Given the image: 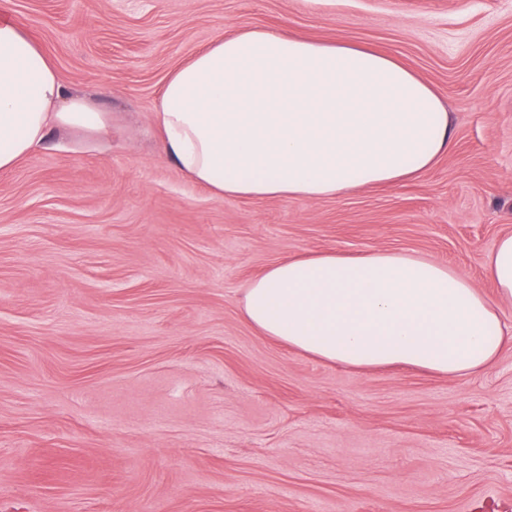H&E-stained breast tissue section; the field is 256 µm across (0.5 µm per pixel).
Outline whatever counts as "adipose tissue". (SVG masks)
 I'll return each mask as SVG.
<instances>
[{
  "mask_svg": "<svg viewBox=\"0 0 512 512\" xmlns=\"http://www.w3.org/2000/svg\"><path fill=\"white\" fill-rule=\"evenodd\" d=\"M156 119L166 153L214 196L348 195L429 170L453 130L435 89L396 58L263 29L222 36L165 83ZM105 136L108 118L71 94L19 24L0 21V170L52 129ZM487 297L452 267L391 249L281 260L245 291V320L317 359L409 365L460 377L512 348V234L486 260Z\"/></svg>",
  "mask_w": 512,
  "mask_h": 512,
  "instance_id": "ef3b65f1",
  "label": "adipose tissue"
}]
</instances>
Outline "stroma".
<instances>
[{"mask_svg": "<svg viewBox=\"0 0 512 512\" xmlns=\"http://www.w3.org/2000/svg\"><path fill=\"white\" fill-rule=\"evenodd\" d=\"M112 136L0 171V512H504L512 350L449 378L330 364L242 315L265 268L404 250L493 295L512 233V0H0ZM263 28L395 56L454 142L424 174L306 200L213 197L168 157L171 73Z\"/></svg>", "mask_w": 512, "mask_h": 512, "instance_id": "1", "label": "stroma"}]
</instances>
